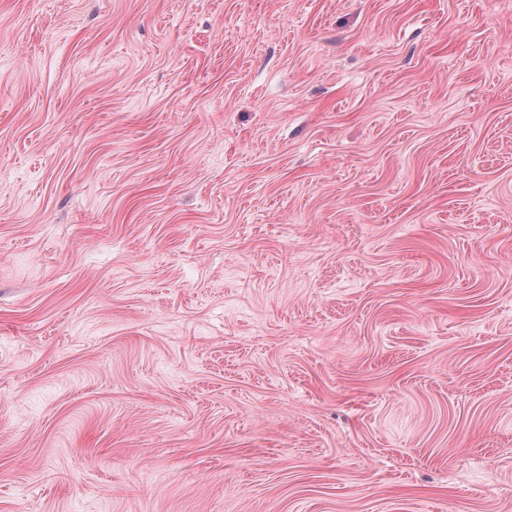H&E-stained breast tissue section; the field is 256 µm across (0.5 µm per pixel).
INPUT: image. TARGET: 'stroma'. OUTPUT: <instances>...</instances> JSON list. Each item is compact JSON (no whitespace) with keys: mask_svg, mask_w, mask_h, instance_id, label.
I'll list each match as a JSON object with an SVG mask.
<instances>
[{"mask_svg":"<svg viewBox=\"0 0 512 512\" xmlns=\"http://www.w3.org/2000/svg\"><path fill=\"white\" fill-rule=\"evenodd\" d=\"M0 512H512V0H0Z\"/></svg>","mask_w":512,"mask_h":512,"instance_id":"1","label":"stroma"}]
</instances>
